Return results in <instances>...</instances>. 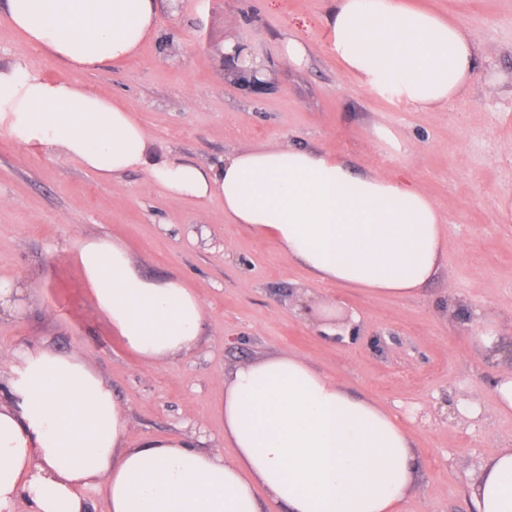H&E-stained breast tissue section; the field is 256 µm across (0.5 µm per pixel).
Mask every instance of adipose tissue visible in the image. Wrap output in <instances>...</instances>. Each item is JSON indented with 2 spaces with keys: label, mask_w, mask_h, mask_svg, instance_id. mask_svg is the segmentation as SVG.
I'll return each instance as SVG.
<instances>
[{
  "label": "adipose tissue",
  "mask_w": 512,
  "mask_h": 512,
  "mask_svg": "<svg viewBox=\"0 0 512 512\" xmlns=\"http://www.w3.org/2000/svg\"><path fill=\"white\" fill-rule=\"evenodd\" d=\"M24 42L81 73L130 60L159 28L157 0H0ZM329 50L370 91L417 111L464 96L486 50L453 21L401 0H333ZM0 131L57 150L102 179L145 172L177 201L224 202V220L276 240L318 282L376 297L418 296L438 273L444 219L410 182L355 171L342 157L288 142L201 165L157 147L131 108L66 78L0 67ZM75 259L92 300L146 361L196 350L205 310L178 278L143 276L125 246L81 242ZM500 368L494 409L512 411V369L494 331L476 335ZM224 442L143 438L112 388L78 354L22 348L0 385V512H402L418 454L390 411L351 394L302 356L281 351L224 380ZM475 512H512V448L469 488Z\"/></svg>",
  "instance_id": "1"
}]
</instances>
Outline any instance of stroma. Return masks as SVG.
<instances>
[{
	"mask_svg": "<svg viewBox=\"0 0 512 512\" xmlns=\"http://www.w3.org/2000/svg\"><path fill=\"white\" fill-rule=\"evenodd\" d=\"M408 2L493 50L470 91L441 112L381 97L345 71L328 50L330 0H161L158 35L138 56L75 79L132 107L159 145L202 164L288 141L407 179L446 220L441 271L419 296L314 283L274 240L225 223L219 200H174L141 171L103 181L57 151L0 132V279L24 290L17 311L0 317V375L23 347L79 352L115 391L136 435L193 432L202 448L229 457L225 376L288 350L397 415L420 461L403 512H472L471 479L512 448V414L492 410L498 370L471 342L491 327L512 346V223L496 208L512 192V0ZM285 33L313 46L306 66L278 62ZM231 37L265 61V89L234 80L222 57ZM17 60L50 78L62 74L0 15V64ZM381 127L397 144L378 137ZM90 237L123 243L146 277H178L194 291L207 330L193 355L149 363L124 346L73 259ZM307 292L335 300V335L299 314ZM464 397L480 401V415H461Z\"/></svg>",
	"mask_w": 512,
	"mask_h": 512,
	"instance_id": "obj_1",
	"label": "stroma"
}]
</instances>
